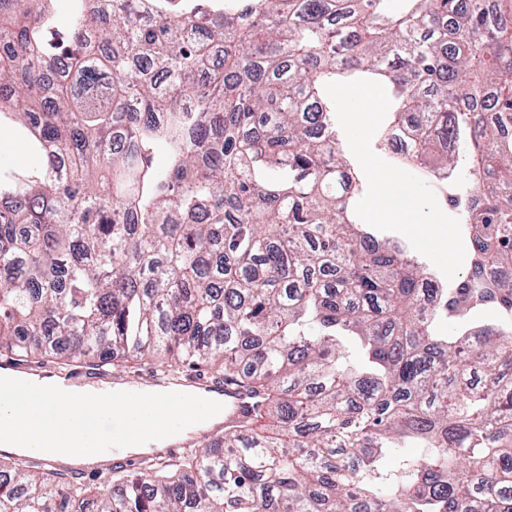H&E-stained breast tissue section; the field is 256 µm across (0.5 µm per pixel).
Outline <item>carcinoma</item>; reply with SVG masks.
Wrapping results in <instances>:
<instances>
[{"instance_id":"1","label":"carcinoma","mask_w":512,"mask_h":512,"mask_svg":"<svg viewBox=\"0 0 512 512\" xmlns=\"http://www.w3.org/2000/svg\"><path fill=\"white\" fill-rule=\"evenodd\" d=\"M53 2L0 0V114L40 157L0 172V352L250 405L97 495L6 456L0 512H512V0ZM357 79L381 149L467 166L446 288L353 220L325 85ZM149 378L148 384L160 389L180 388L182 393L197 395H215L224 397V420L202 429L199 433L203 435H215L227 420L240 414L244 407L243 397L238 388L224 382L223 379H207L204 377L195 379L162 380L150 373L145 374Z\"/></svg>"}]
</instances>
